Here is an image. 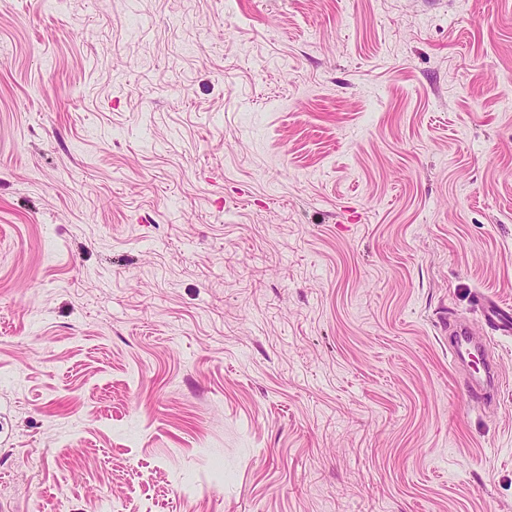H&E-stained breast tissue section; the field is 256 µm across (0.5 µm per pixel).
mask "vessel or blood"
Instances as JSON below:
<instances>
[{
	"label": "vessel or blood",
	"instance_id": "vessel-or-blood-1",
	"mask_svg": "<svg viewBox=\"0 0 512 512\" xmlns=\"http://www.w3.org/2000/svg\"><path fill=\"white\" fill-rule=\"evenodd\" d=\"M477 302L483 309L484 330L454 320L449 326L448 356L454 367L469 366V374L461 379L464 395L469 403L485 408L496 405L503 384L498 361L487 355V335L511 334L512 312L482 296Z\"/></svg>",
	"mask_w": 512,
	"mask_h": 512
}]
</instances>
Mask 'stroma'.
Returning <instances> with one entry per match:
<instances>
[{"label": "stroma", "mask_w": 512, "mask_h": 512, "mask_svg": "<svg viewBox=\"0 0 512 512\" xmlns=\"http://www.w3.org/2000/svg\"><path fill=\"white\" fill-rule=\"evenodd\" d=\"M509 70L512 0H0V512H512ZM477 302L483 309V322L487 329L495 334L512 333L511 308L507 312L499 304L490 302L482 296L477 298ZM448 357L455 368L467 366L469 374L463 375L461 383L469 403L481 407L495 406L498 401L503 376L497 360H489L487 341L484 333L463 320L455 319L448 323ZM476 361L481 363L479 369H473Z\"/></svg>", "instance_id": "35a3bbf8"}]
</instances>
